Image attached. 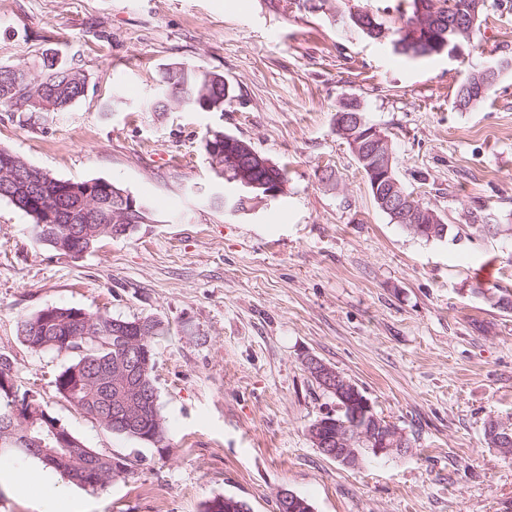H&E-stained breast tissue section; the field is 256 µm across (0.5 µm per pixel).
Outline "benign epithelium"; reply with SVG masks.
<instances>
[{
	"label": "benign epithelium",
	"instance_id": "7a95c632",
	"mask_svg": "<svg viewBox=\"0 0 512 512\" xmlns=\"http://www.w3.org/2000/svg\"><path fill=\"white\" fill-rule=\"evenodd\" d=\"M469 40L466 26L454 24L448 28V40L443 49L453 56L461 50L462 42ZM337 127L346 130L348 125H356L357 141L352 143L354 156L366 165V177L374 194L385 208L396 214V219L405 228L418 235L433 236L440 224L436 212L430 208H415L410 205L411 197L400 190V184L393 172V156L388 149V140L380 129L373 124H365L363 117L354 112L337 114ZM243 143L237 137L224 135L220 142L210 145L211 155L224 159V165L235 167L237 181L244 190L262 189L266 197L278 194V180L266 182L254 179L259 170L268 173L276 165L266 157L252 151L241 149ZM118 201L117 216L108 226L114 236L121 234L126 225L137 222L138 212L133 196L128 192L113 189ZM53 239L58 251L70 257L82 255L80 238H86V230L70 224L52 229ZM152 323L139 320L134 323L112 321V333L122 336L129 342L128 352L117 359L115 369H100L88 372L81 366L71 369L69 377L81 383H87L97 389L105 383L110 384L116 395L112 398L110 409L116 422L122 423L130 431H140L143 424L152 419L150 404L152 399L142 396V377L151 364V349L148 338L153 333ZM310 376L322 388L331 392L342 401L338 409L345 413V420L335 419L328 414L314 423L313 441L316 448L326 457L346 467L353 468L361 464V456L354 453L358 444L365 446L368 452L377 457L400 455L409 451L405 434L393 425L384 424L376 414L370 400L363 396L358 387L341 372L329 366L315 356L304 360ZM15 400L11 404V417L21 421L26 428V439L31 446L38 448L45 463L73 477L78 483L87 482L90 473L98 472L102 461H107L115 472L126 469V458L120 455L104 457L86 448L58 421L40 409L34 408L30 400ZM336 424V430L325 431V427ZM46 434L43 439L29 436L32 430ZM75 448L83 449L82 457L72 453ZM277 503L281 512H313V507L300 499L295 493L281 489L277 494Z\"/></svg>",
	"mask_w": 512,
	"mask_h": 512
}]
</instances>
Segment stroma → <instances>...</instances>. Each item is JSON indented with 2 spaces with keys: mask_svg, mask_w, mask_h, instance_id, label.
<instances>
[{
  "mask_svg": "<svg viewBox=\"0 0 512 512\" xmlns=\"http://www.w3.org/2000/svg\"><path fill=\"white\" fill-rule=\"evenodd\" d=\"M400 2L341 0L333 17L294 0H0V62L54 53L87 78L64 112L0 105V146L60 179L108 180L153 212L74 258L0 200V354L15 385L128 464L92 491L47 472L21 485L35 460L2 457L0 512H202L224 495L277 512L282 489L314 512H512V458L483 436L489 418L512 420V312L475 291L490 262L493 285L512 291V241L462 232L475 219L512 224V68L479 106H455L471 72L512 58V0H486L477 37L452 57L410 58L341 20L360 5L395 28ZM178 65L224 76L223 111L147 106ZM351 97L388 137L407 192L448 224L445 239L376 206L335 131ZM216 127L284 169L283 193L214 206L236 189L204 149ZM48 306L168 324L154 344L163 443L114 434L55 391L69 356L16 336ZM309 355L358 384L411 453L358 469L322 455L308 427L336 403Z\"/></svg>",
  "mask_w": 512,
  "mask_h": 512,
  "instance_id": "obj_1",
  "label": "stroma"
}]
</instances>
